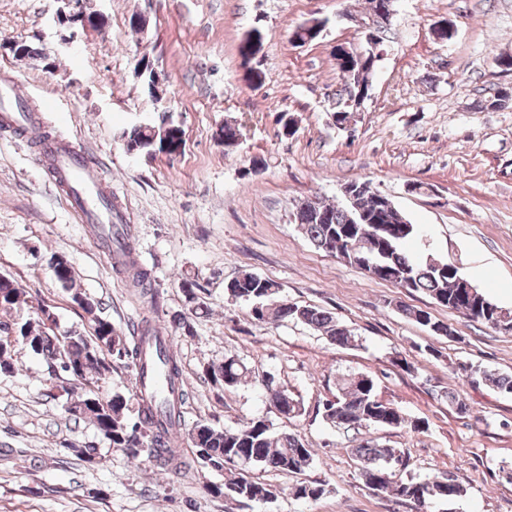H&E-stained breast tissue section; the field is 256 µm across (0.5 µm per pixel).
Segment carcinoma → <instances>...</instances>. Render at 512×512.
Segmentation results:
<instances>
[{
  "instance_id": "1",
  "label": "carcinoma",
  "mask_w": 512,
  "mask_h": 512,
  "mask_svg": "<svg viewBox=\"0 0 512 512\" xmlns=\"http://www.w3.org/2000/svg\"><path fill=\"white\" fill-rule=\"evenodd\" d=\"M389 0H369L366 17L379 34L387 32L390 22ZM247 34L238 51L243 66L250 57L261 51ZM340 79L362 94H370L363 73L372 70L369 59L350 56L344 52L333 55ZM126 149L152 156L156 153L172 155L180 152L183 130L165 119L151 127L134 126L123 133ZM300 233L318 250H327L331 244L343 248L360 246L357 260L350 265L362 268V259L385 270L384 280L414 292L426 294L438 304L457 311L469 319L497 327L501 308L470 281L460 282L451 272L452 262L432 254L416 257L404 249V244L420 234L418 225L406 220L398 210L381 209L375 198L361 195L356 206H340L320 202L318 212L308 211L296 224ZM112 250L113 267L128 278L137 294L147 301L154 312H159V293L148 270L137 265L127 246L116 241L103 242ZM49 264L60 287L68 294L93 323L89 336L77 330L59 332L52 306L37 298H24V293L9 278L0 276V310L8 311L21 304L30 310L24 321H0V375L15 371L12 352L14 344L43 357L54 382L47 396L65 400L72 394L82 400L75 406L71 417L87 420L112 447L136 460L147 451L149 460L173 475L197 463L216 472L224 471L230 463L233 477L224 483L210 482L203 486L204 493L213 498H229L243 504L262 506L273 501V486L254 477V471L270 468L287 476L303 475L312 466L314 451L296 433L274 431L273 424L263 417L246 420L235 429H217L200 423L189 433L193 448L202 451L195 459H186L172 438L182 426V410L187 392L177 354L169 340L160 335L152 319L144 317L133 321L123 332L98 316V302L90 298L77 284L65 257L52 255ZM474 288L473 299H464L461 292ZM225 292L235 300L250 304V316L264 323L299 322L320 332L339 346H352L356 342L352 331L339 322L332 313L313 306H299L280 297V286L254 273H243L225 285ZM408 319L424 326L431 333L452 337L455 331L447 324L436 321L419 307H399ZM155 350L161 362L170 391L177 398L156 396L138 398L135 393L114 392L105 396L100 392L112 370L118 365L133 367L135 379L144 375L147 349ZM472 381H483L504 394H512V375L499 374L477 367L467 368ZM251 371L236 356L224 358L219 364L204 367V376L216 385L233 389L247 382ZM270 403L299 417L305 408L301 402L282 390L275 376L266 380ZM323 419L336 433L345 437L372 427L397 428L410 425L420 430L423 422L408 421L401 410L378 397L373 379L366 374H351L338 383L336 395L323 403ZM358 464L359 477L365 487L388 492L397 498L413 502L419 512H429L437 503L448 502L462 495L463 487L454 475L442 473L419 480L404 474L407 464L405 452L378 442L365 440L350 449ZM294 499L315 501L326 493L325 484L316 480L297 481L290 487Z\"/></svg>"
}]
</instances>
